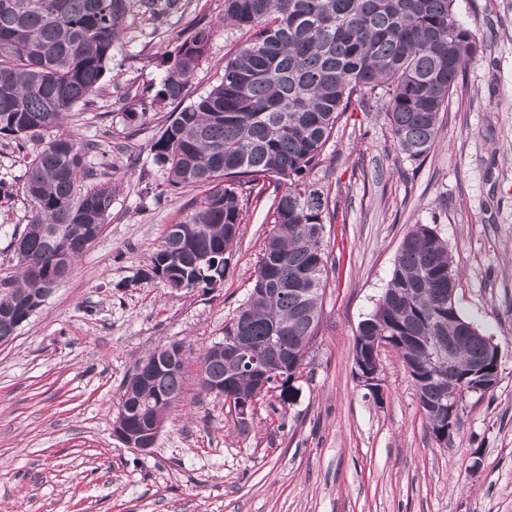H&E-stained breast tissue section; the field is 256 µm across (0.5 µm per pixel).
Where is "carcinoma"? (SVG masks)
<instances>
[{
  "mask_svg": "<svg viewBox=\"0 0 512 512\" xmlns=\"http://www.w3.org/2000/svg\"><path fill=\"white\" fill-rule=\"evenodd\" d=\"M142 15L157 20L166 0H138ZM456 0H224L220 24L249 34L224 61L218 84L191 98V81L206 59L215 25L197 22L168 58L157 96L191 102L174 112L151 145L154 160L173 189L207 187L150 256L147 277L159 272L185 284L210 288L223 278L238 236L243 207L237 185L262 181L273 187L274 227L247 300L224 326V336L248 337L251 355L280 350L281 364L268 390L282 401L318 336L327 286L325 221L328 200L304 179L319 161L340 116L352 103L385 114L400 150L425 159L434 147L441 114L484 50L458 18ZM131 0H0V138L12 141L24 166L22 194L33 217L19 236L24 255L17 275L0 280V337L12 336L29 318L23 303L45 284L35 262L61 253L62 274L95 241L84 224L103 227L112 209V174L91 186V142L64 129L78 106L99 90L124 29ZM50 135L34 155L26 144ZM460 271L448 244L428 224L403 237L387 288L355 336L353 362L378 366L375 337L397 336L401 361L415 368L418 402L428 429L450 443L462 418L448 430V366L436 354L450 336L461 337L458 364L465 371L484 355L482 333L473 331L448 290ZM303 288L313 292L306 296ZM211 379L224 383L233 406L261 399L258 379L208 347L197 357ZM143 371L150 366L138 362ZM184 361L152 371L150 388L126 380L119 403L136 413L130 428L181 401Z\"/></svg>",
  "mask_w": 512,
  "mask_h": 512,
  "instance_id": "carcinoma-1",
  "label": "carcinoma"
}]
</instances>
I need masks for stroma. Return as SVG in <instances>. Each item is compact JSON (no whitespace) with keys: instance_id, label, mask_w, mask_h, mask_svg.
Instances as JSON below:
<instances>
[{"instance_id":"1","label":"stroma","mask_w":512,"mask_h":512,"mask_svg":"<svg viewBox=\"0 0 512 512\" xmlns=\"http://www.w3.org/2000/svg\"><path fill=\"white\" fill-rule=\"evenodd\" d=\"M487 48L441 116L424 163L401 153L383 113L348 110L307 176L335 215L318 336L293 396L260 400L247 432L223 396L202 393L197 353L224 338L272 229L271 193L242 185L244 219L220 287L144 277L153 248L204 188L166 190L153 160L177 104L157 92L167 57L224 0H179L161 21L131 12L92 105L67 122L113 144L112 209L97 241L45 304L0 345V512H512V0H456ZM246 39L219 28L192 81L215 84ZM146 118L127 129L122 103ZM24 173L0 141V279L31 219ZM428 224L462 272L458 306L501 350L493 393L472 394L452 445L435 440L397 353L380 352L381 393L354 372L357 327L375 308L404 235ZM194 356L181 402L150 453L112 433L123 382L169 342Z\"/></svg>"}]
</instances>
